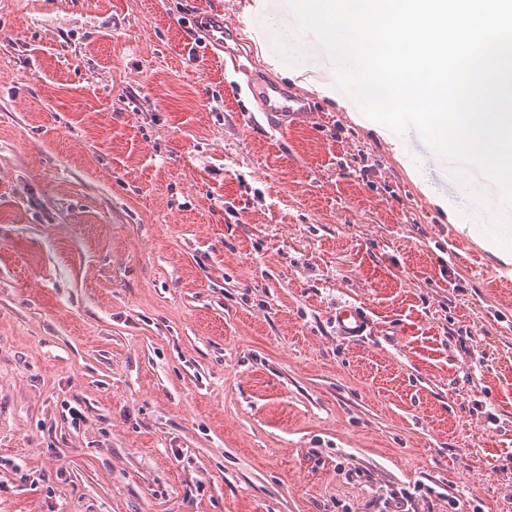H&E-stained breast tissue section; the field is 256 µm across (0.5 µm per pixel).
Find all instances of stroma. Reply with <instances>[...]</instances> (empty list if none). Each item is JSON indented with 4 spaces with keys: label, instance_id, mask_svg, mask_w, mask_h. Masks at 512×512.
Here are the masks:
<instances>
[{
    "label": "stroma",
    "instance_id": "1",
    "mask_svg": "<svg viewBox=\"0 0 512 512\" xmlns=\"http://www.w3.org/2000/svg\"><path fill=\"white\" fill-rule=\"evenodd\" d=\"M259 15L0 0V512H512V266ZM261 92L262 112L278 116L284 126L289 118L305 121L313 112L307 96L288 91L278 84L265 83ZM337 336H365L370 322L362 307L347 302L336 308L334 317Z\"/></svg>",
    "mask_w": 512,
    "mask_h": 512
}]
</instances>
